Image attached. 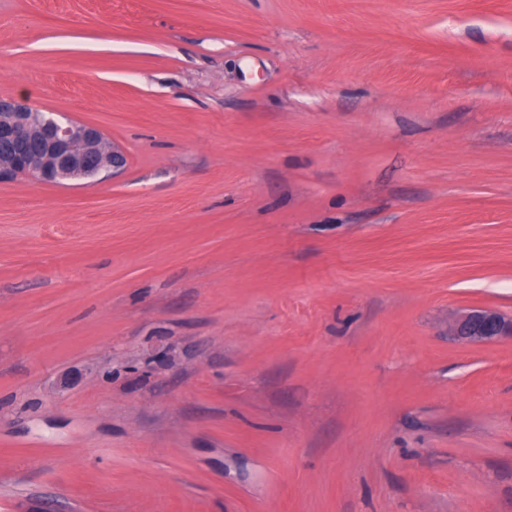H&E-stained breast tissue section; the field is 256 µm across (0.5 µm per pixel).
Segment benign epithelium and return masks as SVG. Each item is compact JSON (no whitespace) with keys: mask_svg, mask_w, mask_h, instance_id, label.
Returning <instances> with one entry per match:
<instances>
[{"mask_svg":"<svg viewBox=\"0 0 512 512\" xmlns=\"http://www.w3.org/2000/svg\"><path fill=\"white\" fill-rule=\"evenodd\" d=\"M127 165L122 149L82 122H60L22 96L0 97V180L28 175L49 183L93 180ZM453 335L467 342L512 337V319L490 309L462 315Z\"/></svg>","mask_w":512,"mask_h":512,"instance_id":"7a95c632","label":"benign epithelium"}]
</instances>
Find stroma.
Returning <instances> with one entry per match:
<instances>
[{"label": "stroma", "instance_id": "stroma-1", "mask_svg": "<svg viewBox=\"0 0 512 512\" xmlns=\"http://www.w3.org/2000/svg\"><path fill=\"white\" fill-rule=\"evenodd\" d=\"M0 512H512V0H0ZM127 157L103 132L60 122L22 96L0 97V180L28 175L49 183L93 180L122 171ZM453 336L467 342H490L502 336L512 337V319L490 309L472 310L456 322Z\"/></svg>", "mask_w": 512, "mask_h": 512}]
</instances>
